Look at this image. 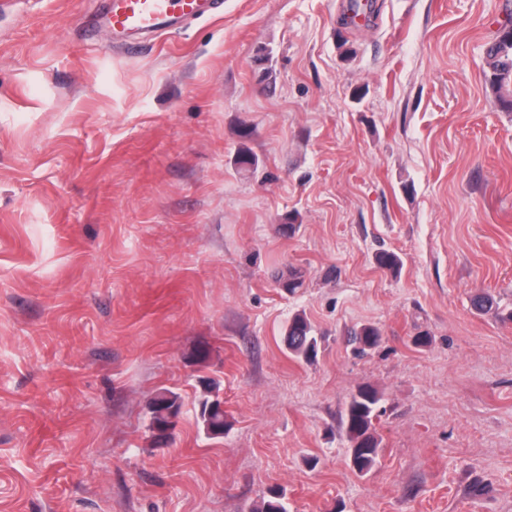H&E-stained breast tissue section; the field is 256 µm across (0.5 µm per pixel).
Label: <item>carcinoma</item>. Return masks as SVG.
<instances>
[{
  "mask_svg": "<svg viewBox=\"0 0 512 512\" xmlns=\"http://www.w3.org/2000/svg\"><path fill=\"white\" fill-rule=\"evenodd\" d=\"M487 54L496 56L489 75L490 84L499 94V101L512 109V43L494 44L487 49ZM274 280L291 293L303 286V276L295 269H290L285 274L276 272ZM285 342L292 355L305 361H310L317 355L318 337L311 323L302 314H296L291 319L285 334ZM350 342L357 354L365 355L380 345L381 333L373 325H363L350 332ZM220 386L219 381L207 379L197 403V421L200 427L213 432L216 438L224 433L227 427L224 410L219 407L220 401L217 399ZM381 402L382 397L376 389L368 385L361 386L351 395L342 416L350 466L359 474L371 471L381 452L380 441L373 429V421L380 417ZM148 407L150 429L155 432L153 438H168L162 412L181 413L180 396L167 388H161L150 397ZM255 512H288L283 491L277 488L269 489L261 498Z\"/></svg>",
  "mask_w": 512,
  "mask_h": 512,
  "instance_id": "1",
  "label": "carcinoma"
}]
</instances>
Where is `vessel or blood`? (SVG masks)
<instances>
[{
    "label": "vessel or blood",
    "instance_id": "vessel-or-blood-1",
    "mask_svg": "<svg viewBox=\"0 0 512 512\" xmlns=\"http://www.w3.org/2000/svg\"><path fill=\"white\" fill-rule=\"evenodd\" d=\"M220 12V0H108L104 25L125 35L127 48L134 50L144 37L160 36Z\"/></svg>",
    "mask_w": 512,
    "mask_h": 512
}]
</instances>
